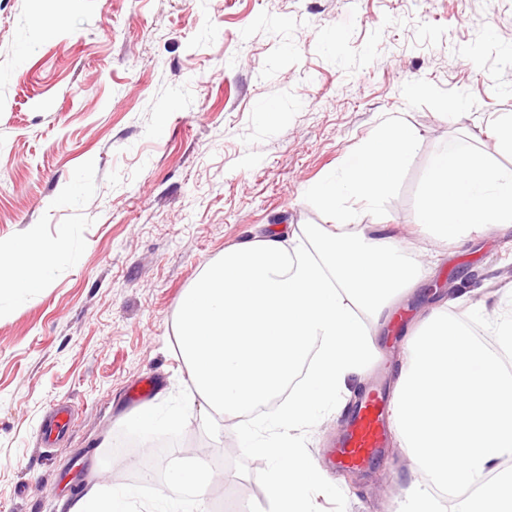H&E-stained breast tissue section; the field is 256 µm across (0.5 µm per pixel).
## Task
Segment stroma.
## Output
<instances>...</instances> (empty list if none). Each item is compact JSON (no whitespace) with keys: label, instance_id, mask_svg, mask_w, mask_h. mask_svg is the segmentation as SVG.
Listing matches in <instances>:
<instances>
[{"label":"stroma","instance_id":"35a3bbf8","mask_svg":"<svg viewBox=\"0 0 512 512\" xmlns=\"http://www.w3.org/2000/svg\"><path fill=\"white\" fill-rule=\"evenodd\" d=\"M512 114V0H0V242L37 233L70 250L33 294L0 295V512H59L87 483L131 487L152 512L162 473L199 458L206 512H265L269 461L233 423L191 402L177 310L226 247L335 216L314 194L395 124L417 145L380 202L348 200L376 237L406 240L431 272L370 325L393 389L409 328L478 293L512 310V228L445 245L412 225L430 161L468 137L492 167L489 132ZM179 425H125L128 387ZM369 382L348 379L302 430L320 463ZM74 422L40 442L57 403ZM398 444L366 469H330L313 512H398L421 482Z\"/></svg>","mask_w":512,"mask_h":512}]
</instances>
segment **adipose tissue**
I'll return each mask as SVG.
<instances>
[{
	"label": "adipose tissue",
	"instance_id": "obj_1",
	"mask_svg": "<svg viewBox=\"0 0 512 512\" xmlns=\"http://www.w3.org/2000/svg\"><path fill=\"white\" fill-rule=\"evenodd\" d=\"M416 146L393 126L316 189L335 229L257 237L225 249L185 292L178 349L194 392L222 419L238 422L243 447L267 458L271 512H306L319 472L298 449L297 432L367 364L375 344L358 311L380 318L428 269L396 241L369 238L345 202L375 204ZM416 225L448 243L475 226L512 225V174L489 167L468 139L449 141L431 163ZM63 244L30 235L0 245V289L31 294L45 271L67 260ZM207 467L172 466L161 489L166 512H199ZM133 489L92 485L67 512H124Z\"/></svg>",
	"mask_w": 512,
	"mask_h": 512
}]
</instances>
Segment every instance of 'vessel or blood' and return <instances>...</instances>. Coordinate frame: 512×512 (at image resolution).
I'll return each instance as SVG.
<instances>
[{"label": "vessel or blood", "mask_w": 512, "mask_h": 512, "mask_svg": "<svg viewBox=\"0 0 512 512\" xmlns=\"http://www.w3.org/2000/svg\"><path fill=\"white\" fill-rule=\"evenodd\" d=\"M388 428L385 392L376 387L366 390L348 409L345 429L329 448L326 465L351 469L369 467L388 441Z\"/></svg>", "instance_id": "vessel-or-blood-1"}]
</instances>
